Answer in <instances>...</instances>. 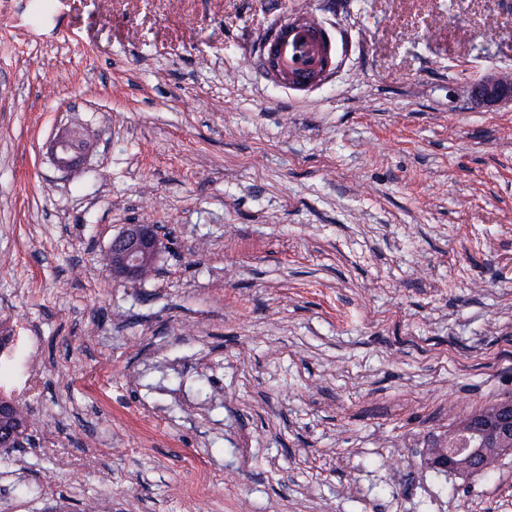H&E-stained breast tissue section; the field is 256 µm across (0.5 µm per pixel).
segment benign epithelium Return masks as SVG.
<instances>
[{"label": "benign epithelium", "instance_id": "obj_1", "mask_svg": "<svg viewBox=\"0 0 512 512\" xmlns=\"http://www.w3.org/2000/svg\"><path fill=\"white\" fill-rule=\"evenodd\" d=\"M308 30L309 67L304 71L294 68L293 45L290 37L299 29ZM265 44L266 68L273 78L282 84L307 87L322 82L330 70L332 47L325 30L297 21L281 23L270 30ZM472 99L480 106L512 103V80L502 74H487L472 85ZM51 155L60 170L70 168L79 158L74 141L60 136L52 143ZM159 227L155 224H127L112 239L108 253L112 262L108 265L112 278L122 281L141 280L154 265L160 249ZM499 412L495 419L479 426L480 434L498 443L495 448H432L430 463L433 467L450 474L465 477L479 475L489 454H512V394L498 400Z\"/></svg>", "mask_w": 512, "mask_h": 512}]
</instances>
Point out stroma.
<instances>
[{"instance_id":"35a3bbf8","label":"stroma","mask_w":512,"mask_h":512,"mask_svg":"<svg viewBox=\"0 0 512 512\" xmlns=\"http://www.w3.org/2000/svg\"><path fill=\"white\" fill-rule=\"evenodd\" d=\"M311 16L321 84L261 44ZM512 0H0V512H512ZM93 139L59 170L53 140ZM156 224L154 271L104 255ZM302 28L308 30L310 63L306 70H296L290 37ZM265 44L267 70L277 82L289 86L307 87L322 82L333 61L331 43L325 30L297 21L288 20L272 28ZM472 99L480 106L512 103V80L501 73L487 74L472 85ZM494 404L495 402L475 411L462 410L455 423L460 425L469 419L470 422L479 419L480 421L491 420L496 411ZM498 406L499 412L495 419L484 426L481 424L473 426L481 429L479 434L487 435L491 441L500 444L499 446L496 448L479 447L482 440L476 436L472 440V446L478 448H470V445H467V448H433L429 452L432 466L447 471L449 474L475 477L481 473L479 477L489 478L494 472L497 460H491L484 469L488 455L493 453L499 457L512 454V394L500 398ZM456 424L450 431L457 428ZM17 404L12 399H0V447L12 448L14 430L12 427H4L1 429V422L5 419H11L15 423L19 422L17 417Z\"/></svg>"}]
</instances>
